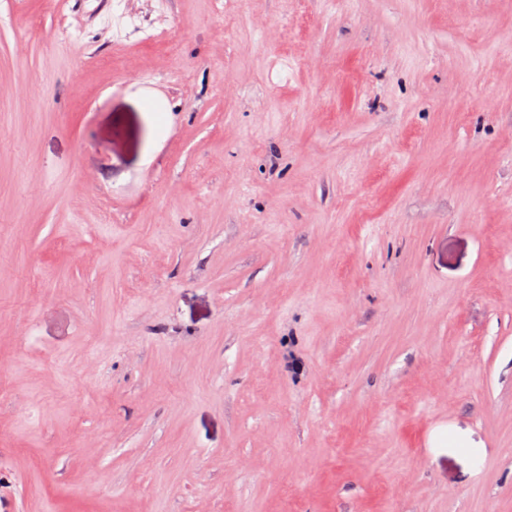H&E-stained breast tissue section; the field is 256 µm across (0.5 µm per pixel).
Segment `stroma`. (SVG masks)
<instances>
[{
    "instance_id": "35a3bbf8",
    "label": "stroma",
    "mask_w": 512,
    "mask_h": 512,
    "mask_svg": "<svg viewBox=\"0 0 512 512\" xmlns=\"http://www.w3.org/2000/svg\"><path fill=\"white\" fill-rule=\"evenodd\" d=\"M512 0H0V512H512Z\"/></svg>"
}]
</instances>
